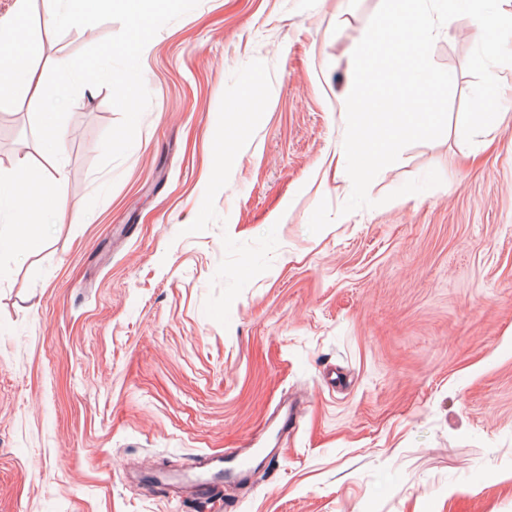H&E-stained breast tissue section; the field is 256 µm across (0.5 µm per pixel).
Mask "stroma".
<instances>
[{
    "mask_svg": "<svg viewBox=\"0 0 512 512\" xmlns=\"http://www.w3.org/2000/svg\"><path fill=\"white\" fill-rule=\"evenodd\" d=\"M380 5L200 0L145 47L151 104L103 169L121 114L108 88L77 96L58 207L94 219L0 279V512H220L171 486L253 441L271 454L225 483L236 512H512V108L465 143L478 38L448 21L443 135L341 214L352 53ZM49 10L0 0V171L53 163L13 58L45 77L120 30L58 36ZM433 168L441 186L390 199Z\"/></svg>",
    "mask_w": 512,
    "mask_h": 512,
    "instance_id": "1",
    "label": "stroma"
}]
</instances>
